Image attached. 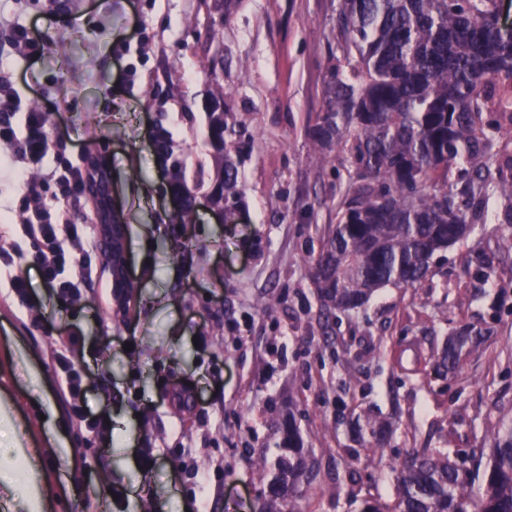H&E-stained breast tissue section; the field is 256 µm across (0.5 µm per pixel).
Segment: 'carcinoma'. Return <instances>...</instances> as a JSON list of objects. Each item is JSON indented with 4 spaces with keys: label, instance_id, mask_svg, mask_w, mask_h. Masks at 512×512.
I'll return each mask as SVG.
<instances>
[{
    "label": "carcinoma",
    "instance_id": "1",
    "mask_svg": "<svg viewBox=\"0 0 512 512\" xmlns=\"http://www.w3.org/2000/svg\"><path fill=\"white\" fill-rule=\"evenodd\" d=\"M500 0H340L339 65L324 111L307 129L318 157L336 151L346 180L319 253L309 259L324 329L337 311L363 307L386 286L417 288L433 274L434 255L484 224L502 204L512 224V35L496 24ZM208 142L224 212L233 220L241 190L232 114L210 66ZM170 188L196 197L200 178L186 165L167 169ZM480 345L466 329L441 352L415 353L391 342L400 378L460 369ZM298 430L284 438L255 512H300L292 499L308 466ZM396 496L362 500L361 512H512V426L493 447L467 460L448 448H412L395 468Z\"/></svg>",
    "mask_w": 512,
    "mask_h": 512
}]
</instances>
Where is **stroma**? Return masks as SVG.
<instances>
[{"instance_id":"35a3bbf8","label":"stroma","mask_w":512,"mask_h":512,"mask_svg":"<svg viewBox=\"0 0 512 512\" xmlns=\"http://www.w3.org/2000/svg\"><path fill=\"white\" fill-rule=\"evenodd\" d=\"M338 0H0V80L18 101L0 121L46 116L44 168L0 175V448L15 480L38 488L44 512H252L262 464L283 454L296 423L318 476L301 512H359L372 495L392 501L395 465L411 448H487L512 425V224L477 225L439 251L432 282L386 287L364 309L318 321L308 260L336 221L342 158L319 160L306 129L325 105L336 63ZM40 50L15 49L20 28ZM212 61L231 112L243 206L234 223L198 207L172 225L168 181L154 147L163 124L187 168L208 162ZM106 151L128 226L138 284L119 312L99 276L60 301L23 255L19 225L27 183L46 198L49 174ZM28 282L19 302L12 278ZM463 326L483 344L462 370L398 381L390 340L442 346ZM78 337L71 364L89 416L123 419L86 442L60 397L52 359ZM177 388L197 393L188 413ZM66 417L51 442L38 406ZM389 424L381 456L354 436L357 416ZM354 479L337 482V470Z\"/></svg>"}]
</instances>
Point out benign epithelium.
Returning <instances> with one entry per match:
<instances>
[{
	"label": "benign epithelium",
	"mask_w": 512,
	"mask_h": 512,
	"mask_svg": "<svg viewBox=\"0 0 512 512\" xmlns=\"http://www.w3.org/2000/svg\"><path fill=\"white\" fill-rule=\"evenodd\" d=\"M90 162L95 165L96 175L85 184L87 196L93 199L95 223L100 227L101 253L107 256L108 266L116 268L118 275L112 277L119 302H124L126 292L137 287L128 269V227L123 224L115 204L112 177L107 157L94 153Z\"/></svg>",
	"instance_id": "obj_1"
}]
</instances>
